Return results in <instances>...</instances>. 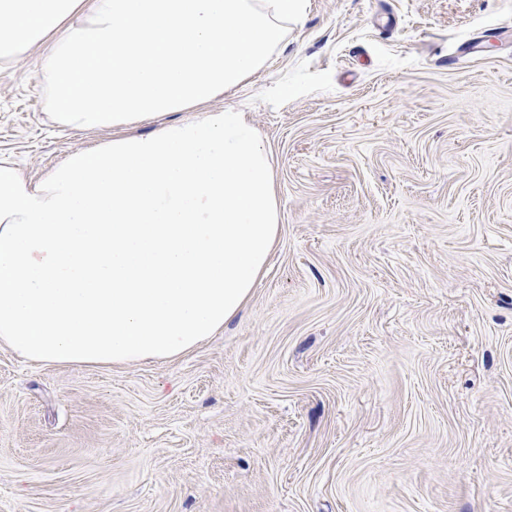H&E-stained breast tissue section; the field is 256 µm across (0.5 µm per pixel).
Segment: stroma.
<instances>
[{
  "label": "stroma",
  "instance_id": "35a3bbf8",
  "mask_svg": "<svg viewBox=\"0 0 512 512\" xmlns=\"http://www.w3.org/2000/svg\"><path fill=\"white\" fill-rule=\"evenodd\" d=\"M34 70L0 68L31 178L112 136ZM213 105L271 153L267 272L174 361L0 347V512H512V0H306Z\"/></svg>",
  "mask_w": 512,
  "mask_h": 512
}]
</instances>
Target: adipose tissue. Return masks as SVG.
Here are the masks:
<instances>
[{
	"instance_id": "ef3b65f1",
	"label": "adipose tissue",
	"mask_w": 512,
	"mask_h": 512,
	"mask_svg": "<svg viewBox=\"0 0 512 512\" xmlns=\"http://www.w3.org/2000/svg\"><path fill=\"white\" fill-rule=\"evenodd\" d=\"M303 12L304 0H0V67L35 54L53 122L114 132L35 180L0 158V347L42 365L171 361L239 315L278 241L275 175L246 113L210 103Z\"/></svg>"
}]
</instances>
